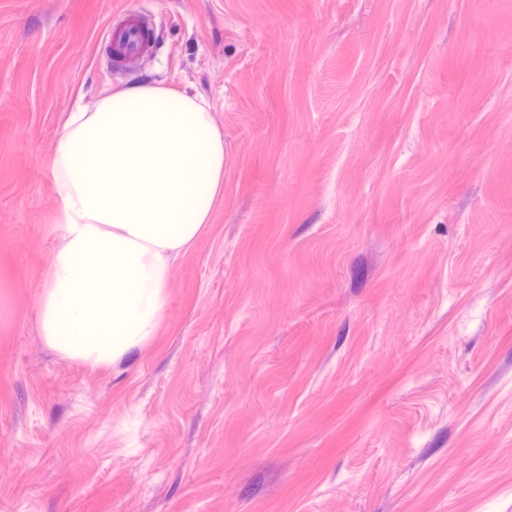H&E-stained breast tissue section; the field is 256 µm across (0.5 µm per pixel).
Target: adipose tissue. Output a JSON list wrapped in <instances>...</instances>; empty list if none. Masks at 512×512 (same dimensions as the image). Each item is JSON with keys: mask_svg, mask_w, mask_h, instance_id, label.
<instances>
[{"mask_svg": "<svg viewBox=\"0 0 512 512\" xmlns=\"http://www.w3.org/2000/svg\"><path fill=\"white\" fill-rule=\"evenodd\" d=\"M199 94L141 84L71 113L50 169L61 244L39 297L44 343L94 368L154 336L173 261L224 186V137Z\"/></svg>", "mask_w": 512, "mask_h": 512, "instance_id": "ef3b65f1", "label": "adipose tissue"}]
</instances>
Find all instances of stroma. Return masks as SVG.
Here are the masks:
<instances>
[{"label":"stroma","instance_id":"1","mask_svg":"<svg viewBox=\"0 0 512 512\" xmlns=\"http://www.w3.org/2000/svg\"><path fill=\"white\" fill-rule=\"evenodd\" d=\"M142 12L152 51L101 36ZM512 0H0V512H512ZM193 85L224 190L155 336L42 341L70 112Z\"/></svg>","mask_w":512,"mask_h":512}]
</instances>
